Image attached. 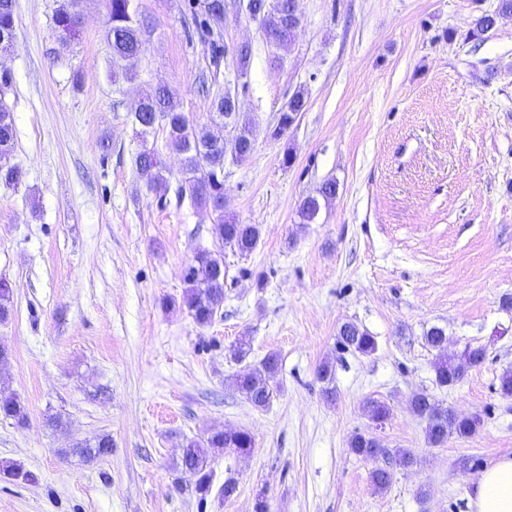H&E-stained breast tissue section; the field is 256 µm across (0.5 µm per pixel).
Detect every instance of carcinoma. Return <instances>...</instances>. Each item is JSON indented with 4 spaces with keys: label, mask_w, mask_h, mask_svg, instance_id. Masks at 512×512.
I'll use <instances>...</instances> for the list:
<instances>
[{
    "label": "carcinoma",
    "mask_w": 512,
    "mask_h": 512,
    "mask_svg": "<svg viewBox=\"0 0 512 512\" xmlns=\"http://www.w3.org/2000/svg\"><path fill=\"white\" fill-rule=\"evenodd\" d=\"M83 0H62L55 11L56 26L67 34L78 30L81 20ZM106 12V40L112 49V79L127 82L135 80L137 73L133 61L142 52L141 20L136 0H103ZM194 21L198 28L209 35L221 36L224 27V0H198L192 6ZM249 17L257 21L264 37L281 46L290 44L288 40V9H273L269 0H251ZM15 39L14 0H0V50L13 44ZM10 80L0 76V184L7 187L18 185L21 170L11 163L15 126L11 109L6 102ZM306 105L304 91L297 90L280 111L275 137L283 136L295 122L299 112ZM133 122L139 127L140 137L148 139L154 133L156 119L164 121L165 145L170 150L183 155L181 179L176 189V197L181 200L190 197L197 205L211 210L215 215L214 233L223 246L248 255L255 250L260 240V227L257 224H239L224 219V161L231 155L236 162H242L253 151L250 141L240 137L230 141L217 135L224 129V115L232 117L233 125L242 133L252 131L249 118L224 102V95L214 97L211 103L209 122L199 125L190 121L186 113L179 110L172 91L165 85H157L146 90L130 108ZM135 167L138 179L146 189L156 190L167 182L164 176L166 167L157 149H143L137 153ZM336 195V182L328 181L319 189V196L304 198L299 206L300 223L310 224L318 216L321 202ZM226 268L224 260L202 249L196 252L193 263L185 273L187 288L181 298V306L186 308L200 326L211 324L224 302V282ZM13 287L0 280V321H6L13 311ZM339 343L362 355H371L377 349V340L366 329L353 322L343 323L337 333ZM427 344L438 350L432 363L436 384L448 387L457 384L465 375L466 369L476 366L485 359V349L481 346H466L461 354L449 356L444 353L448 337L439 327L430 328L425 336ZM280 357L277 353L268 354L260 365L234 379L236 390L256 408L267 407L274 394V380L278 374ZM410 410L426 423L427 443L440 446L448 440V434L466 438L475 433L479 420L473 417H460L439 401L424 392L414 394L409 401ZM365 412L375 422L384 421L389 409L385 402L370 399L365 404ZM0 415L24 426L28 413L23 402L14 395H0ZM351 451L374 463L370 479L380 491L389 488L392 473L385 465L390 456L389 449L381 442L364 433L357 432L349 441ZM254 440L244 430L224 429L216 431L204 440L190 439L186 442L180 457L179 467L196 476L194 492L204 500L211 493V458L215 455L247 456L253 452ZM69 452L92 463L112 452V442L102 437L93 445L78 444ZM0 473L5 477L23 482L35 481L34 475L17 463H1Z\"/></svg>",
    "instance_id": "cac0c4a2"
}]
</instances>
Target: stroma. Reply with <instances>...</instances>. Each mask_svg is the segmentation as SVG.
I'll use <instances>...</instances> for the list:
<instances>
[{"label":"stroma","mask_w":512,"mask_h":512,"mask_svg":"<svg viewBox=\"0 0 512 512\" xmlns=\"http://www.w3.org/2000/svg\"><path fill=\"white\" fill-rule=\"evenodd\" d=\"M144 51L137 79L112 81L101 0H85L76 36L54 23L57 0H15L16 38L0 51L13 112L18 187L0 185V279L14 288L0 322V393L27 407L0 417V461L38 478L0 476V512H468L482 471L512 455V14L482 39L473 19L499 0H299L290 48L227 5L223 38L191 24L190 0H138ZM252 47L240 111L255 146L224 166V214L261 228L249 255L220 248L210 210L146 190L129 112L164 84L197 123L213 94L235 87L234 51ZM306 106L280 138L281 108ZM291 164H283L284 153ZM337 192L311 224L297 209L326 180ZM223 252L224 303L196 324L179 301L198 250ZM354 322L374 354L342 348ZM486 351L462 381L437 387L425 341ZM249 337L242 361L229 348ZM271 352L278 391L256 409L233 381ZM329 364L335 400L317 372ZM424 390L480 425L430 446L408 408ZM389 416L375 426L366 399ZM248 430V456H215L206 503L176 469L187 439ZM362 431L412 452L379 492ZM109 437L87 464L68 450ZM238 489L216 490L227 477ZM0 415L3 418L13 420L18 426H24L28 422V413L25 405L14 395H0Z\"/></svg>","instance_id":"35a3bbf8"}]
</instances>
